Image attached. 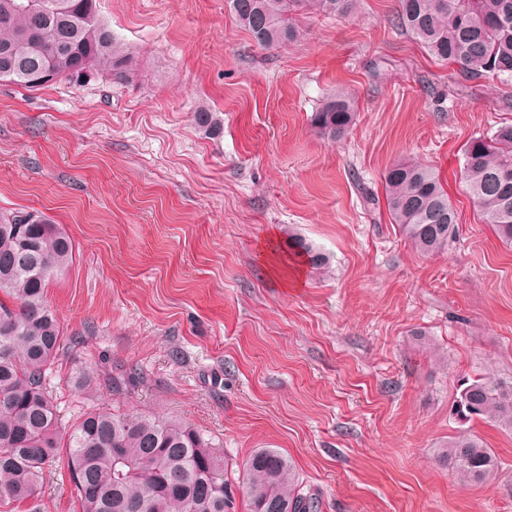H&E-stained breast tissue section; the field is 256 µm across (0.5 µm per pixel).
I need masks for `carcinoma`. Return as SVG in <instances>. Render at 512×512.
<instances>
[{
	"instance_id": "carcinoma-1",
	"label": "carcinoma",
	"mask_w": 512,
	"mask_h": 512,
	"mask_svg": "<svg viewBox=\"0 0 512 512\" xmlns=\"http://www.w3.org/2000/svg\"><path fill=\"white\" fill-rule=\"evenodd\" d=\"M257 45L296 41L293 15L344 16L358 0H226ZM395 27L438 60L476 78L512 80V0H397ZM135 53L112 36L96 0H0V82L36 90L95 74L127 81ZM356 117L350 96L328 97L311 123L323 138H342ZM197 128L221 133L220 116L195 111ZM462 178L482 221L512 245V123L465 149ZM388 213L416 252H444L457 214L436 172L414 160L384 175ZM288 247L316 269L328 257L295 234ZM74 262L68 233L41 213H0V508L41 512L45 470L67 449L81 512H226L234 488L224 449L196 428L162 416L121 415L92 408L60 438L56 406L45 386L65 336L47 301L49 284ZM455 411L512 433V377L477 376L461 384ZM438 462L463 487L482 485L502 464L475 435L459 433L436 449ZM247 512H317L294 463L277 448H257L242 470Z\"/></svg>"
}]
</instances>
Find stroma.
<instances>
[{
  "mask_svg": "<svg viewBox=\"0 0 512 512\" xmlns=\"http://www.w3.org/2000/svg\"><path fill=\"white\" fill-rule=\"evenodd\" d=\"M395 6L302 14L300 39L263 49L225 0H97L138 76L0 82V212L42 213L75 244L47 292L68 340L46 377L63 426L93 406L163 414L235 473L280 449L320 512H512V434L454 412L467 379L512 377V246L461 179L468 143L512 121V81L434 60ZM337 92L357 112L334 143L310 118ZM407 159L457 212L446 253L390 222L383 175ZM291 231L329 268L296 267ZM461 431L502 462L484 485L436 460ZM40 497L79 512L66 456Z\"/></svg>",
  "mask_w": 512,
  "mask_h": 512,
  "instance_id": "stroma-1",
  "label": "stroma"
}]
</instances>
